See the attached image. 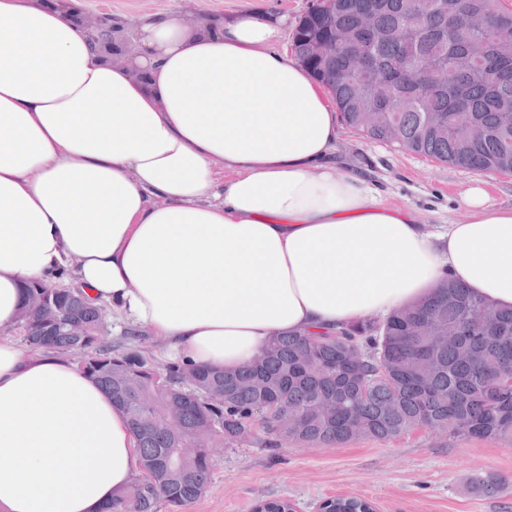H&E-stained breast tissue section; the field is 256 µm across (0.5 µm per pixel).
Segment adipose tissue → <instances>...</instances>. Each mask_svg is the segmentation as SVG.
<instances>
[{"label": "adipose tissue", "mask_w": 512, "mask_h": 512, "mask_svg": "<svg viewBox=\"0 0 512 512\" xmlns=\"http://www.w3.org/2000/svg\"><path fill=\"white\" fill-rule=\"evenodd\" d=\"M78 0H0V512H102L142 473L126 414L74 357L23 349L21 290L66 269L163 342L234 371L274 337L384 316L442 278L512 306V207L482 182L442 233L336 166L338 116L256 9L144 19L98 59Z\"/></svg>", "instance_id": "obj_1"}]
</instances>
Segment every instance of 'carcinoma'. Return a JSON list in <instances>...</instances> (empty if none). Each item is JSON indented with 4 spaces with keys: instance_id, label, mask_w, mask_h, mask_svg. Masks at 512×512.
<instances>
[{
    "instance_id": "obj_1",
    "label": "carcinoma",
    "mask_w": 512,
    "mask_h": 512,
    "mask_svg": "<svg viewBox=\"0 0 512 512\" xmlns=\"http://www.w3.org/2000/svg\"><path fill=\"white\" fill-rule=\"evenodd\" d=\"M315 43L323 54L311 52ZM291 48L365 139L480 173L512 172L504 0H316ZM428 63L418 82L404 80ZM103 310L78 288L36 281L24 288L19 333L29 346L78 355L128 416L144 475L106 512H159L162 503L183 512L209 486L219 445L325 448L415 429L512 437V307L448 278L383 318L278 336L234 372L155 367L144 355L152 337L130 333L131 348L112 341ZM73 324L85 333L71 334ZM503 485L485 474L473 488L494 494Z\"/></svg>"
}]
</instances>
